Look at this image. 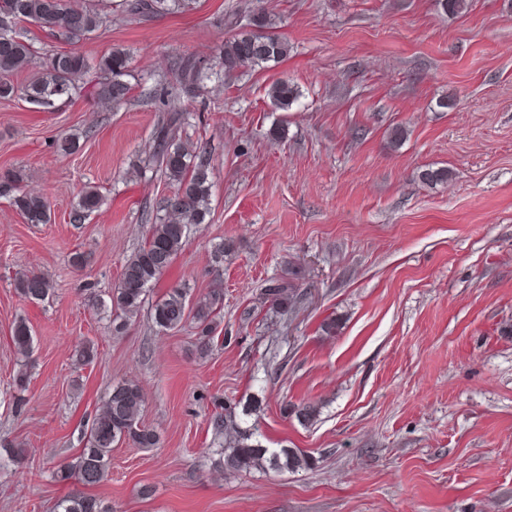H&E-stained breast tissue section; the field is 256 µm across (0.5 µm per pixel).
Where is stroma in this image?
I'll use <instances>...</instances> for the list:
<instances>
[{"label":"stroma","mask_w":512,"mask_h":512,"mask_svg":"<svg viewBox=\"0 0 512 512\" xmlns=\"http://www.w3.org/2000/svg\"><path fill=\"white\" fill-rule=\"evenodd\" d=\"M104 2L107 24L78 49L129 51L124 104H99L95 68L51 108L0 99V172L51 210L29 224L0 198V512H55L84 492L112 512H512V0L455 14L437 0H192L141 23ZM258 11L287 57L172 93L176 63L214 68ZM278 80L299 93L286 112L268 96ZM171 112L212 158L210 214L116 336L104 304L174 190L151 163ZM427 169L447 182L423 183ZM89 186L102 207L71 223ZM291 268L304 299L273 307L264 290ZM27 272L51 282L45 301L17 293ZM175 286L192 302L224 291L207 357L193 324L151 319ZM125 381L158 447H114L94 488L58 481ZM252 397L254 440L307 467L215 468L214 415Z\"/></svg>","instance_id":"35a3bbf8"}]
</instances>
